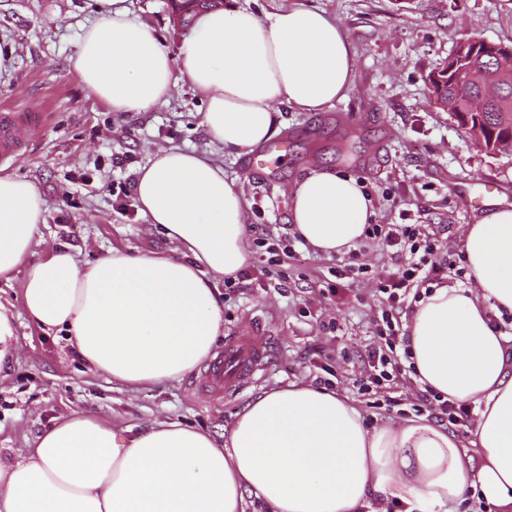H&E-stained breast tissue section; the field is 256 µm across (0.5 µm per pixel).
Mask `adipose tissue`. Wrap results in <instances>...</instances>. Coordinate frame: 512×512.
<instances>
[{
  "label": "adipose tissue",
  "instance_id": "adipose-tissue-1",
  "mask_svg": "<svg viewBox=\"0 0 512 512\" xmlns=\"http://www.w3.org/2000/svg\"><path fill=\"white\" fill-rule=\"evenodd\" d=\"M95 21L68 66L114 112H145L170 97L174 75L206 101L202 124L225 154L272 139L282 108L320 112L344 99L355 55L335 20L294 4L267 18L244 8L198 15L178 54L125 0H93ZM143 214L173 248H112L78 264L61 248L27 264L43 195L0 174V279L24 270L23 306L44 332L63 331L83 363L133 390L180 379L224 332L216 281L248 260L243 194L204 152L162 148L136 173ZM375 216L352 176L313 165L291 190L292 231L332 256ZM467 281L433 286L406 324L413 380L473 406L469 442L413 416L369 424L348 397L294 382L262 391L224 439L177 420L133 431L100 415L55 418L21 458L0 456V512H459L470 497L512 512V204H489L463 235Z\"/></svg>",
  "mask_w": 512,
  "mask_h": 512
}]
</instances>
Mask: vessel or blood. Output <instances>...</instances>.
Segmentation results:
<instances>
[{
  "label": "vessel or blood",
  "mask_w": 512,
  "mask_h": 512,
  "mask_svg": "<svg viewBox=\"0 0 512 512\" xmlns=\"http://www.w3.org/2000/svg\"><path fill=\"white\" fill-rule=\"evenodd\" d=\"M42 121L41 113L21 109L0 112V163L14 159L25 147L34 127ZM271 338L259 319H252L251 331L245 336H229L224 350L210 363L207 383L225 396L243 391L254 376L270 361Z\"/></svg>",
  "instance_id": "vessel-or-blood-1"
}]
</instances>
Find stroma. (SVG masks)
<instances>
[{
	"mask_svg": "<svg viewBox=\"0 0 512 512\" xmlns=\"http://www.w3.org/2000/svg\"><path fill=\"white\" fill-rule=\"evenodd\" d=\"M299 2L336 20L355 51L354 84L324 112L283 109L279 139L286 153L260 163L231 157L209 142L201 125L205 104L185 83L167 102L146 112L110 111L93 97L66 62L84 26L94 19L90 0H0V109L35 107L45 121L6 172L36 184L46 222L27 257L45 259L68 247L78 264L120 247L134 253L170 250L142 214L133 193L136 170L158 148L208 151L243 190L246 247L252 272L236 287L221 288L225 335H244L250 318L268 326L272 356L249 387L232 398L211 391L204 370L134 392L90 373L65 333H44L23 309V277L0 281V305L13 315L19 351L9 378L0 381V448L21 452L52 418L84 411L119 428L179 420L228 435L236 414L263 390L314 382L316 367L336 369L337 391L348 392L357 356L370 342L378 286L391 260L375 242L359 260L367 274H335L336 258L295 244L281 264L279 287L260 274L257 239H288V189L320 160L362 182L379 224H430L458 260L463 230L487 201L512 204V153L491 155L467 139L450 113L434 107L427 75L447 61L457 41L476 37L512 46V0H235L268 16ZM130 18L149 24L170 51L189 31L174 26L169 0H127ZM473 201L459 205L461 196ZM345 298L328 294L330 285ZM337 321L339 333L325 331Z\"/></svg>",
	"mask_w": 512,
	"mask_h": 512,
	"instance_id": "35a3bbf8",
	"label": "stroma"
}]
</instances>
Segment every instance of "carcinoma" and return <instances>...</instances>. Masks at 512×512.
I'll return each instance as SVG.
<instances>
[{
    "mask_svg": "<svg viewBox=\"0 0 512 512\" xmlns=\"http://www.w3.org/2000/svg\"><path fill=\"white\" fill-rule=\"evenodd\" d=\"M172 7L189 25L199 14L222 7L219 0H178ZM509 58L477 40L467 52L444 65L439 75L440 93L455 105L452 115L476 147L489 151L490 144L512 139V79L505 78Z\"/></svg>",
    "mask_w": 512,
    "mask_h": 512,
    "instance_id": "1",
    "label": "carcinoma"
}]
</instances>
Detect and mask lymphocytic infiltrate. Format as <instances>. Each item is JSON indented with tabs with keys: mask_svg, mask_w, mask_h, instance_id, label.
Wrapping results in <instances>:
<instances>
[{
	"mask_svg": "<svg viewBox=\"0 0 512 512\" xmlns=\"http://www.w3.org/2000/svg\"><path fill=\"white\" fill-rule=\"evenodd\" d=\"M365 235L378 241L393 261L379 285L383 300L375 320L376 333L358 357L353 381L358 397L368 402L408 380L411 369L403 362L407 338L402 331V316L421 298L423 288L442 279L452 265L447 246L431 225L371 224ZM415 409L461 429L472 424L469 406L442 400L427 390L419 392Z\"/></svg>",
	"mask_w": 512,
	"mask_h": 512,
	"instance_id": "obj_1",
	"label": "lymphocytic infiltrate"
}]
</instances>
